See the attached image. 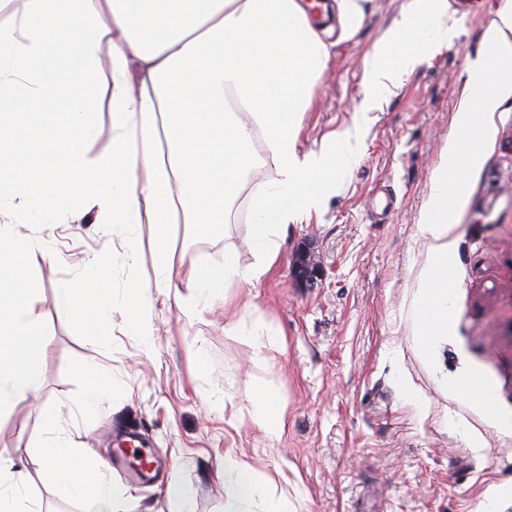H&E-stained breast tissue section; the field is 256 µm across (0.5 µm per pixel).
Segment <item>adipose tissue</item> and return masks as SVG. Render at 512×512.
<instances>
[{
  "mask_svg": "<svg viewBox=\"0 0 512 512\" xmlns=\"http://www.w3.org/2000/svg\"><path fill=\"white\" fill-rule=\"evenodd\" d=\"M366 0H332L320 27L308 0H0V414L41 387L48 342L32 315L36 291L19 247L43 242L19 224H53L79 216L86 202L101 205L108 224L153 228L160 283L180 280L207 305L232 288L257 285L276 260L288 225L317 207L337 173L354 159L351 131L332 147L301 152L298 135L329 61L328 35H357ZM448 0H405L398 19L367 54L370 111L403 73L425 55L419 43L448 42ZM485 51L467 70L466 96L456 132L442 153L421 234L433 243L430 277L418 314L421 348L448 334V263L452 231L466 204L453 186L478 171L495 135L494 115L512 99V0H498L483 32ZM509 61L486 73L488 57ZM110 93V140L93 151L101 90ZM271 163L272 181L249 201L246 247L254 258L241 267L235 248L177 272L168 238L174 224L204 233L223 224L251 171ZM109 259H92L82 276L60 288L57 307L97 341L109 336L114 301ZM149 286L129 288L123 301L131 335L153 336ZM252 422L269 441L280 440L286 408L259 390L249 395ZM62 497L113 501L108 464L73 445L54 409L32 448ZM288 512L267 496L239 459H224V512ZM0 512H42L29 491V474L0 455Z\"/></svg>",
  "mask_w": 512,
  "mask_h": 512,
  "instance_id": "1",
  "label": "adipose tissue"
}]
</instances>
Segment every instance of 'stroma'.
<instances>
[{"label": "stroma", "instance_id": "1", "mask_svg": "<svg viewBox=\"0 0 512 512\" xmlns=\"http://www.w3.org/2000/svg\"><path fill=\"white\" fill-rule=\"evenodd\" d=\"M496 4L449 0L447 45L426 50L423 64L363 114L366 55L403 6L367 0L359 33L331 47L299 134L307 152L358 127L354 162L317 209L289 225L259 285L240 284L209 309L185 287L154 291L151 347L131 335L123 312L130 286L156 279L150 225L104 224L94 207L77 220L22 227L44 241L24 259L49 349L39 396L0 416V451L27 470L43 512H104L43 481L30 448L48 405L77 446L108 459L136 438L160 460L144 484L112 472L130 512H166L175 479L192 493L194 512H224L228 455L246 462L269 493H287L294 512H512V102L495 115V139L453 233L448 335L425 353L417 327L432 264L418 222ZM248 230L244 213L209 235L172 225L174 269L228 246L249 266ZM133 238L140 242L135 262L125 255ZM103 254L111 258L114 310L109 338L99 343L53 298ZM303 254L318 273L316 286L294 273ZM240 316L281 333L283 345L225 335V322ZM88 363L110 380L92 422L75 409L84 388L77 369ZM475 377L494 411L465 393ZM257 385L286 406L285 432L273 444L250 418L228 412L246 406Z\"/></svg>", "mask_w": 512, "mask_h": 512}]
</instances>
